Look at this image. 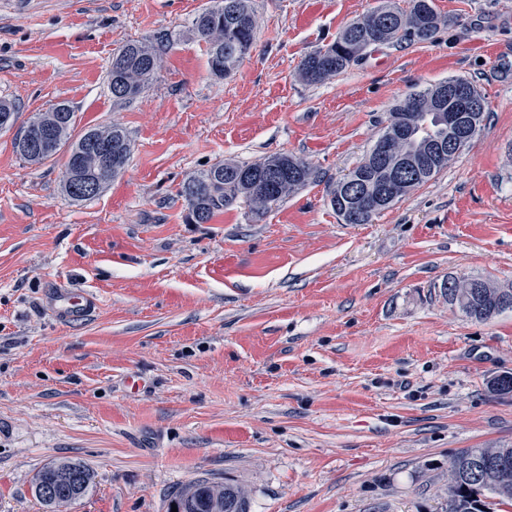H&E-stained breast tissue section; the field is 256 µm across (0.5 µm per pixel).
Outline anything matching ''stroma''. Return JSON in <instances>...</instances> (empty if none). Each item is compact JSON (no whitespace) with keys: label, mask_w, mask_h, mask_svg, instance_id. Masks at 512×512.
<instances>
[{"label":"stroma","mask_w":512,"mask_h":512,"mask_svg":"<svg viewBox=\"0 0 512 512\" xmlns=\"http://www.w3.org/2000/svg\"><path fill=\"white\" fill-rule=\"evenodd\" d=\"M380 0H253L256 41L211 76L193 21L214 0H0V512H44L35 474H94L69 512H167L199 480L249 512H444L448 462L512 445V311L469 319L451 276L512 287V0H434L437 39L369 49L321 84L302 60ZM173 36L157 80L119 104L113 53ZM453 77L485 103L448 168L368 224L328 192L391 108ZM76 129L121 125L132 154L90 201L61 188L60 152L15 150L52 105ZM275 154L317 177L260 217L191 224L178 190L217 163ZM92 293L84 319L58 289ZM94 306L88 294L59 292L56 298V314L63 320L74 321L84 317ZM54 463L73 474L76 500L84 497L92 485L93 475L90 470L81 461L74 459L60 460Z\"/></svg>","instance_id":"1"}]
</instances>
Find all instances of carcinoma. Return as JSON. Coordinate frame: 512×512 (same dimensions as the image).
Segmentation results:
<instances>
[{
  "label": "carcinoma",
  "mask_w": 512,
  "mask_h": 512,
  "mask_svg": "<svg viewBox=\"0 0 512 512\" xmlns=\"http://www.w3.org/2000/svg\"><path fill=\"white\" fill-rule=\"evenodd\" d=\"M197 37L207 45L211 73L224 79L238 68L254 45L256 18L252 0H221V5L201 12L194 20ZM440 28V18L434 0H411L410 9L401 11L381 4L361 18L347 25L332 44L307 55L301 62L299 77L308 84H319L345 71L358 62L367 46L393 43L404 36L418 42H433ZM169 35L158 33L153 39L124 45L112 56L109 69V90L117 101H131L141 95L157 78L162 62L161 52ZM439 86L412 93L390 114L383 134L371 153L383 152L384 164L369 166L359 163L346 178L334 184L329 202L345 223L348 215L356 213L358 223L367 224L380 209L372 200L386 184L390 173L408 160L423 156L431 146L448 139V125L441 120L438 107ZM76 113L65 103L52 106L43 114L41 126L52 134V149L33 154L27 140L32 126H27L16 140L15 148L29 162L42 163L65 149L69 153L65 174L70 179L62 182L66 194L74 200H89L74 189L97 181L105 188L126 166L130 159L131 142L128 132L113 125L102 129L92 127L74 136ZM104 138L120 147L104 162L89 157L90 141ZM451 158L436 157L432 166L418 176L406 175L396 199L409 194L448 167ZM268 169L282 171L273 190H267L264 175ZM359 179V189L349 195L345 179ZM315 178V171L303 159L283 154L269 156L262 161L247 164L219 163L188 177L178 191L188 209V220L206 224L225 208L244 204L260 216L268 208L288 198ZM461 284L444 292L448 303L457 307L466 317L487 321L506 310H512V288H498L487 280H480L482 288L468 286L469 277L456 276ZM60 468L74 476L76 498L84 497L93 475L80 461H58ZM512 503V446L507 448H467L457 453L448 464V500L445 512H488L486 495ZM177 512H248L245 493L237 486L198 480L182 488L171 499Z\"/></svg>",
  "instance_id": "carcinoma-1"
}]
</instances>
